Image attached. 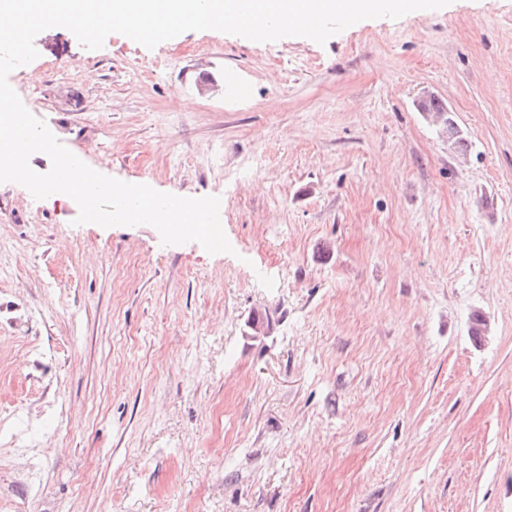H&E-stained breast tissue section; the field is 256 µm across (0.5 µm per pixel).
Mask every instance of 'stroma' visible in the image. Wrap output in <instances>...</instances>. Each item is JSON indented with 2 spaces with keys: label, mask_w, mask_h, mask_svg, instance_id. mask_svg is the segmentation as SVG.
<instances>
[{
  "label": "stroma",
  "mask_w": 512,
  "mask_h": 512,
  "mask_svg": "<svg viewBox=\"0 0 512 512\" xmlns=\"http://www.w3.org/2000/svg\"><path fill=\"white\" fill-rule=\"evenodd\" d=\"M35 46L26 108L106 176L222 199L232 250L0 183V512H512V0Z\"/></svg>",
  "instance_id": "1"
}]
</instances>
